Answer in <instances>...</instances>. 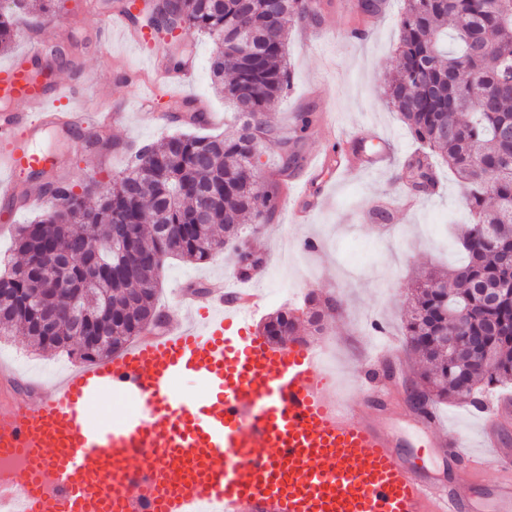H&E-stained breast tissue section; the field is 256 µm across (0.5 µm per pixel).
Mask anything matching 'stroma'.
Here are the masks:
<instances>
[{
  "instance_id": "1",
  "label": "stroma",
  "mask_w": 512,
  "mask_h": 512,
  "mask_svg": "<svg viewBox=\"0 0 512 512\" xmlns=\"http://www.w3.org/2000/svg\"><path fill=\"white\" fill-rule=\"evenodd\" d=\"M123 2L63 0L56 16L38 18L32 27L20 22L11 47L0 50L3 65L22 55L31 42L59 44L68 59L60 77L71 96L90 99L99 87L108 86L112 89V108L125 112L124 123L112 129L113 140L121 142L123 148L109 160H102L85 146L80 133L62 148V175L73 183L84 182L91 174L108 180L126 167L129 151L173 133L187 132V125L179 122L150 123L138 110L139 73L148 71L153 60H167L178 41L194 44L196 66L193 82L182 86L180 93L197 99L200 108L211 115L208 124L197 127V134L228 135L233 131L224 117V98L212 87L207 69L216 45L191 31L181 32L175 41L152 36L146 43L134 44L118 18ZM320 2L316 24L320 39H310L305 25L294 20L289 23L287 60L293 79L273 109V121L280 136L294 142L302 157L300 167L289 175L290 182L316 190L325 196L326 204L303 224L280 211L271 223L245 225L252 247L267 260L264 270L251 282L264 296L253 321L262 323L285 305L303 307L310 293L320 300L339 299L341 311L325 312L322 329H305V339L326 344V363L352 399L365 390L364 376L370 367L368 344L391 347L386 365L395 377L381 388L382 418L406 440L407 451L419 452L418 463L427 477L453 486L464 480V472L449 465L443 449H425L426 437L420 430L423 417L405 398L404 387L415 382L422 361L407 346L404 322L420 275L464 259L451 239L452 225L464 223L466 218L463 190L446 172L440 194L421 197L417 206L408 207L404 204L407 191L396 179L406 157L418 147L383 95L395 74L396 19L404 0H386L383 13L372 18L358 14L354 0ZM356 28L366 30L364 40H349V33ZM299 112L329 115L337 127L347 131L371 130L366 140L370 153L379 150L382 140H389L394 148L390 164L379 172L314 171L328 143L317 125L297 134L294 116ZM381 199L391 203L389 220L377 224L369 213L373 201ZM308 238L319 240L317 252L302 250L301 244ZM235 263V254L228 247L204 263L170 260L162 276L159 312L168 321L186 320L188 314L180 301L182 286L219 278L235 282ZM60 357L57 351L35 350L19 332L0 338V366H6L13 376L14 404L49 387L60 372ZM437 411L446 431L463 433L473 446H480L483 421L479 411L463 402L441 404Z\"/></svg>"
}]
</instances>
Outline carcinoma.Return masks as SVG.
I'll return each mask as SVG.
<instances>
[{
	"mask_svg": "<svg viewBox=\"0 0 512 512\" xmlns=\"http://www.w3.org/2000/svg\"><path fill=\"white\" fill-rule=\"evenodd\" d=\"M396 48L397 75L384 95L421 145L398 173L403 183L426 190L439 182L438 161L455 175L471 216L457 244L467 260L429 275L418 286L404 323L409 348L427 369L417 387L424 413L448 399L483 407L484 393L512 383V154L499 137L512 127V0H405ZM57 0H11L0 10V45L18 35L20 16L56 15ZM315 14L314 0H146L139 15L158 33L173 26L192 30L223 47L210 62L214 87L232 109L234 132L199 136L171 134L138 148L125 170L102 186L90 177L80 194L70 182L52 184L50 207L29 224L14 228L21 262L0 275V336L22 330L31 344L93 362L121 353L155 326L160 273L169 258L203 263L231 244L237 273L249 279L264 258L240 244L239 227L268 224L280 208V194L250 177L252 158L266 144L279 145V173L299 165V155L279 137L269 112L289 90L287 21ZM247 24L264 53L242 60L233 28ZM250 85L248 110L237 107ZM177 112L200 122L192 99L174 102ZM207 192L206 222L196 221L199 195ZM117 244L100 253L90 237ZM47 252L68 255L72 292L54 291L39 267ZM429 281L447 285L433 290ZM92 320L91 339L71 348L39 328L38 308L65 310L71 298ZM465 327L453 355L445 353L443 330L449 314ZM299 317L283 308L264 323L275 344L297 335ZM480 336L491 362L480 366L467 337Z\"/></svg>",
	"mask_w": 512,
	"mask_h": 512,
	"instance_id": "carcinoma-1",
	"label": "carcinoma"
}]
</instances>
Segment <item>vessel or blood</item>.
I'll list each match as a JSON object with an SVG mask.
<instances>
[{
	"label": "vessel or blood",
	"instance_id": "1",
	"mask_svg": "<svg viewBox=\"0 0 512 512\" xmlns=\"http://www.w3.org/2000/svg\"><path fill=\"white\" fill-rule=\"evenodd\" d=\"M44 53L39 44L26 61L0 66V99L25 106L0 113L1 174L56 173L58 159L38 155L36 143L85 124L86 104L58 109L67 85L30 68ZM331 136L336 148L320 156L321 167L362 165L350 147L355 134ZM320 205L288 196L298 219ZM204 296L200 315L143 332L23 407L0 400V455L22 463L0 481V512H480L485 496L512 512V454L495 453L508 475L481 492L484 456L464 453L460 435L438 438L441 421L429 412L423 428L436 447L468 465L466 485L443 493L402 456L394 431L339 392L318 345H275L253 331L261 293L218 280ZM187 377L201 394L177 391ZM112 392L134 413L119 425L92 423L91 408Z\"/></svg>",
	"mask_w": 512,
	"mask_h": 512
}]
</instances>
